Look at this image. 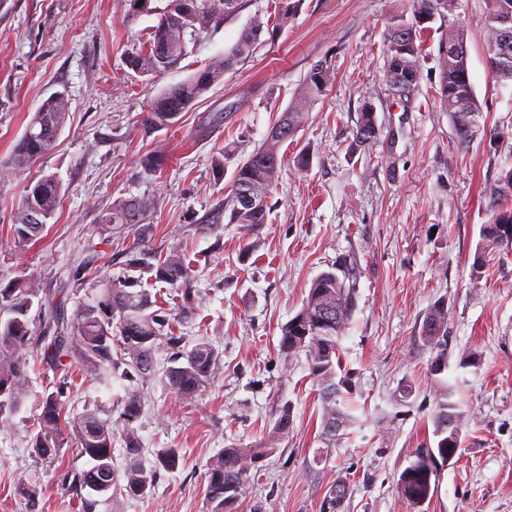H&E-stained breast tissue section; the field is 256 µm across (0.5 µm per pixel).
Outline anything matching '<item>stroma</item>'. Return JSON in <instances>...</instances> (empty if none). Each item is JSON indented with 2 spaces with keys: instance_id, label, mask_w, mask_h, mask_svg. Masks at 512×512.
I'll list each match as a JSON object with an SVG mask.
<instances>
[{
  "instance_id": "1",
  "label": "stroma",
  "mask_w": 512,
  "mask_h": 512,
  "mask_svg": "<svg viewBox=\"0 0 512 512\" xmlns=\"http://www.w3.org/2000/svg\"><path fill=\"white\" fill-rule=\"evenodd\" d=\"M123 0H0V160L41 103L60 91L70 112L54 148L34 164L0 174V280L24 275L47 293L74 287L79 257L93 251V277L124 270L133 230L101 225L120 197L147 196L153 250L178 247L197 275L198 302L182 335L209 337L224 366L182 402L152 382L137 423L152 459L180 449L182 461L154 491L123 502L120 512H210L205 473L224 446L257 444L276 408L293 407V425L279 450L259 463L258 483L239 512H323L332 485L350 492L340 512H512V250L473 263L488 222L489 187L512 170V83L498 81L485 51L486 0H456L449 19L466 35L470 82L480 127L467 149L435 96L439 31L424 34L419 81L410 97L384 80L385 34L408 14L409 0H303L288 26L270 33L278 0H245L234 17L195 44L177 68L142 76L124 52L157 22L126 20ZM261 18L269 28L251 57L239 61L176 122H146L151 100L222 55ZM326 62L332 82L295 141L282 145L266 224L247 233L229 223L224 200L234 171L267 136L312 68ZM379 128L359 145L353 129L364 102ZM223 121H213V113ZM235 144L215 180L212 161ZM309 150L312 163L294 158ZM166 157L144 172L142 155ZM55 174L63 198L41 239L15 244L9 227L23 188ZM350 254L359 265L357 308L342 341L361 395L353 439L330 449L308 470L319 446L321 408L303 361L284 368L281 327L301 307L314 276ZM437 302L448 321L449 379L468 411L462 448L437 465L430 497L414 504L398 494L401 472L434 442L430 413L440 387L419 337ZM475 366L462 368L461 356ZM31 393L0 429V512H78L57 482L58 470L84 469L85 458L31 454L28 430L47 384L40 350L28 357ZM68 411L86 403L112 408L125 383L104 385L69 374ZM411 387L402 398L403 387ZM34 497L19 494L20 486Z\"/></svg>"
}]
</instances>
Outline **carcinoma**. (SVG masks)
I'll list each match as a JSON object with an SVG mask.
<instances>
[{
  "label": "carcinoma",
  "instance_id": "obj_1",
  "mask_svg": "<svg viewBox=\"0 0 512 512\" xmlns=\"http://www.w3.org/2000/svg\"><path fill=\"white\" fill-rule=\"evenodd\" d=\"M151 0H125L126 16L155 13L158 22L148 38L130 45L126 62L141 75L163 73L180 64L188 54V45L197 42L216 25L242 7V0H166L159 9L150 7ZM485 48L490 68L500 81H512V55L502 58L504 29L498 17L512 14V0H487ZM302 0H279L278 28L288 24L299 11ZM454 0H412L410 17L401 16L387 33L386 82L407 96L418 83L422 56L423 32L436 19L448 17ZM264 23L256 19L245 29L236 44L222 56L213 58L185 81L164 89L149 106L148 120L154 125L168 126L179 114L190 108L212 87L223 82L224 74L238 61L252 55L263 31ZM466 47L464 30L454 25L442 30L438 44L439 88L437 98L448 112L457 141L467 145L478 126L480 109L469 79L468 58L451 57L448 51ZM331 80L327 63L316 64L309 80L293 96L278 122L274 134L266 136L236 168L233 189L224 200L228 223L255 228L267 223L270 208L268 195L278 173L282 145L296 137L304 127L312 104L325 93ZM69 112V99L54 93L33 113L22 136L12 146L9 167L29 166L49 152L63 130ZM379 130L372 105H365L356 122L354 136L362 145L373 144ZM493 194L505 200L489 222L481 229L487 248L512 246V208L506 200L512 195V170ZM62 200V183L54 174H44L24 188L10 231L15 243L27 246L37 242L54 218ZM154 202L145 196L118 198L102 215L104 225H121L135 230L137 242L126 253L122 275L98 280L77 301L70 318H65L61 304L44 307L43 320L48 329L44 336L35 335L30 312L39 289L26 276H18L0 287V426L28 397L30 376L28 352L33 345L43 351L48 368L70 372L79 369L101 383L116 377L129 382L119 408L118 422L122 432L116 434L110 411L101 405L85 407L72 414L61 400L63 390L46 392L40 400L41 413L35 418L33 452L44 459L57 457L65 446H74L77 454L88 461L82 470H65L61 483L81 508V512H99L102 505L112 512L113 503L123 497L141 498L153 489L164 472L177 470L181 455L177 448H159L154 460L146 462L142 439L135 423L141 417L145 395L139 386L161 378L165 386L183 402L190 403L205 387L221 361V353L204 338L193 345L187 338L172 332L174 321L191 316L196 307L192 288L194 273L182 250L172 248L165 253L151 249L147 242L150 225L146 224ZM360 270L355 257L344 255L313 280L301 308L281 327L279 354L285 367L299 357L305 358L308 378L321 402V422L313 463L320 462L324 449L334 448L349 435L358 422L353 398L351 370L342 366L341 340L357 307V281ZM164 283L176 294L177 310L159 305L143 282ZM448 308L434 304L426 313L420 334L431 357L430 373L438 366L448 368ZM166 354V366L158 369L157 356ZM457 384L441 382V392L433 403L431 421L434 446L423 448L400 474L397 488L401 496H430L432 478L437 469L428 464L433 455L461 448L462 428L467 414L454 400ZM293 424V407L280 406L269 424V430L255 446L231 445L210 460L205 495L211 512H234L252 490L256 463L277 452L288 438ZM122 443L124 464H113L112 445L115 438ZM350 491L340 482L333 486L324 503L328 512H338Z\"/></svg>",
  "mask_w": 512,
  "mask_h": 512
}]
</instances>
